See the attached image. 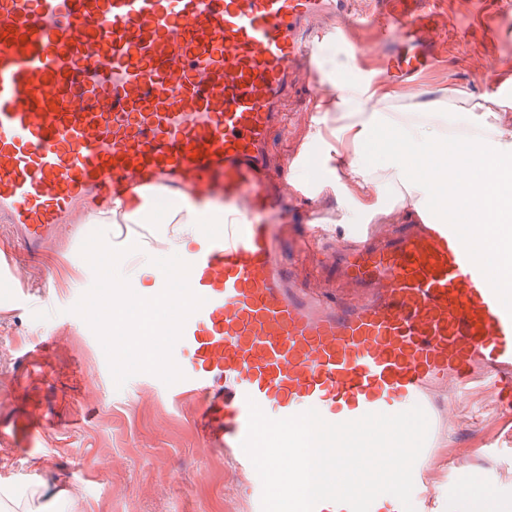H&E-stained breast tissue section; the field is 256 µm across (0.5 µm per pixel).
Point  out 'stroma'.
I'll use <instances>...</instances> for the list:
<instances>
[{"label": "stroma", "mask_w": 512, "mask_h": 512, "mask_svg": "<svg viewBox=\"0 0 512 512\" xmlns=\"http://www.w3.org/2000/svg\"><path fill=\"white\" fill-rule=\"evenodd\" d=\"M450 36L462 40L459 52L441 53L437 66L419 85L395 83L403 96L429 99L461 91L480 97L498 88L512 72V14L489 13L475 23L469 6L450 12ZM328 81L323 73L301 79L285 103L292 123L274 129L267 144L273 173L288 184L306 186V193L286 205L263 212L269 224L284 225L281 249L294 255L299 277L326 276L318 256L298 252L299 241L311 235L356 236L360 227L344 223L342 211L359 192L345 172L329 171L322 146L312 135L336 130L334 114L319 97ZM157 244L152 253L126 264L133 291L150 257L182 254L179 234L154 221ZM10 253L25 270L35 297L46 296L66 306V292L90 285L86 265L67 262L54 272L52 260L15 251L0 234V252ZM50 337L54 343L28 357L24 337ZM102 345L84 348L68 336L61 315L41 319L0 307V429L14 440H0V485L39 482L51 489L70 488L80 498L78 512H232L237 489L225 465L206 448L190 426L191 407L173 408L152 402L132 383L116 387L101 370ZM500 410L477 394L460 408L454 455L461 462L460 484L485 486L492 504L512 508V431L495 428Z\"/></svg>", "instance_id": "stroma-1"}]
</instances>
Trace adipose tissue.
I'll list each match as a JSON object with an SVG mask.
<instances>
[{
    "label": "adipose tissue",
    "instance_id": "ef3b65f1",
    "mask_svg": "<svg viewBox=\"0 0 512 512\" xmlns=\"http://www.w3.org/2000/svg\"><path fill=\"white\" fill-rule=\"evenodd\" d=\"M506 99L495 90L478 102L466 95L445 101L400 102L380 88L356 81L338 83L334 95L336 134L348 146L343 158L358 184L383 176L400 186L417 214L436 224L457 212L471 213L488 226L487 245L500 282H512V142L506 141L498 114ZM465 131L473 177L449 181L448 169L460 158L448 153V130ZM447 154L433 167V155ZM72 490H50L42 483L0 487V512H76Z\"/></svg>",
    "mask_w": 512,
    "mask_h": 512
}]
</instances>
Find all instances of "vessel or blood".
Here are the masks:
<instances>
[{"label":"vessel or blood","instance_id":"b4317fda","mask_svg":"<svg viewBox=\"0 0 512 512\" xmlns=\"http://www.w3.org/2000/svg\"><path fill=\"white\" fill-rule=\"evenodd\" d=\"M443 0H0V225L32 254L79 252L77 214L104 193L153 206L189 197L201 216L183 255L203 305L173 348L181 380L144 374L160 403L228 456L245 512L262 484L241 442L248 405L270 418L316 410L330 423L421 406L416 512H434V472L463 398L512 411V289L491 274L481 226L368 227L330 246L337 287L299 283L256 218L269 204L264 147L299 64L349 26L374 33L384 81L438 60ZM113 246L151 228L110 224Z\"/></svg>","mask_w":512,"mask_h":512}]
</instances>
